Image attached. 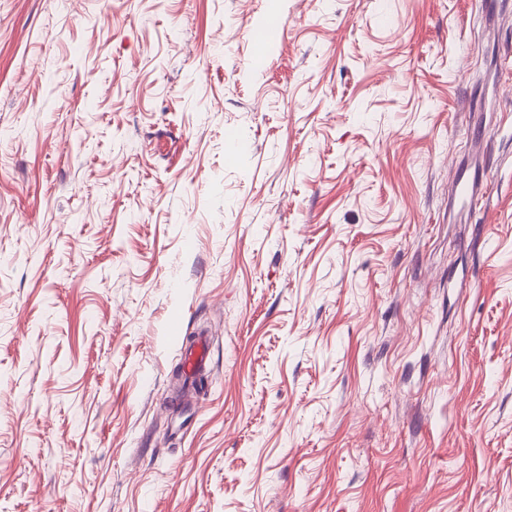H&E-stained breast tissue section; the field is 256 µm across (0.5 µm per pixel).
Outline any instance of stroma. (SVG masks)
Listing matches in <instances>:
<instances>
[{
	"instance_id": "obj_1",
	"label": "stroma",
	"mask_w": 512,
	"mask_h": 512,
	"mask_svg": "<svg viewBox=\"0 0 512 512\" xmlns=\"http://www.w3.org/2000/svg\"><path fill=\"white\" fill-rule=\"evenodd\" d=\"M0 512H512V0H0ZM208 357V346L205 339H200L198 343L183 355V368L188 377H193L196 372L204 368Z\"/></svg>"
}]
</instances>
